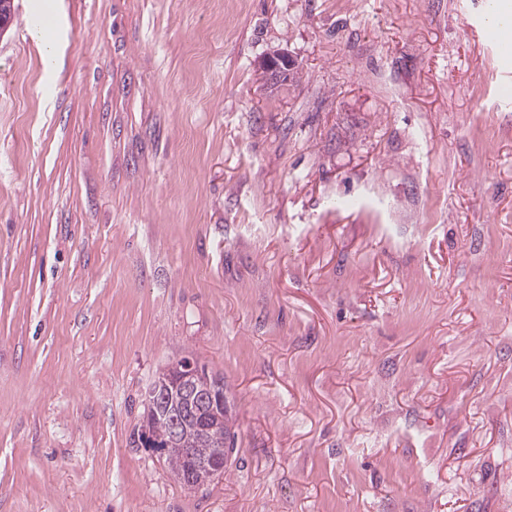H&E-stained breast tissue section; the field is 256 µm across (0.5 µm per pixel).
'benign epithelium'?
<instances>
[{
  "label": "benign epithelium",
  "instance_id": "1",
  "mask_svg": "<svg viewBox=\"0 0 512 512\" xmlns=\"http://www.w3.org/2000/svg\"><path fill=\"white\" fill-rule=\"evenodd\" d=\"M203 374L191 361L175 362L161 370L145 395L146 417L169 425L170 442L182 443L188 468L175 480L189 490L199 489L224 473V387L198 389ZM204 440L215 448L200 458L191 445Z\"/></svg>",
  "mask_w": 512,
  "mask_h": 512
}]
</instances>
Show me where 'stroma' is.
I'll list each match as a JSON object with an SVG mask.
<instances>
[{
    "label": "stroma",
    "instance_id": "stroma-1",
    "mask_svg": "<svg viewBox=\"0 0 512 512\" xmlns=\"http://www.w3.org/2000/svg\"><path fill=\"white\" fill-rule=\"evenodd\" d=\"M31 2L0 35V512H512L483 0H55L50 75ZM184 357L234 431L192 491L130 443ZM31 35L42 46V64L45 69H54L58 65V50L54 42L47 40L43 28L34 25Z\"/></svg>",
    "mask_w": 512,
    "mask_h": 512
}]
</instances>
